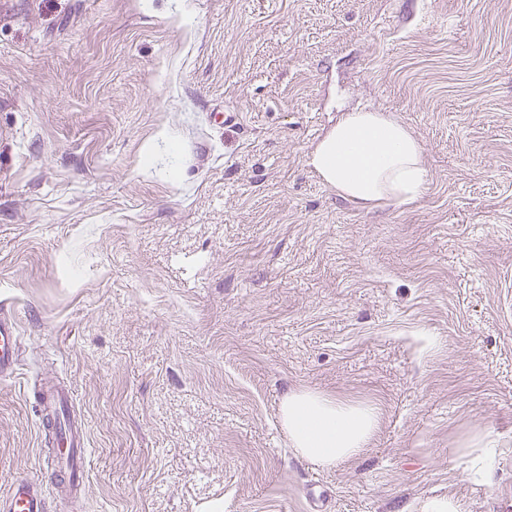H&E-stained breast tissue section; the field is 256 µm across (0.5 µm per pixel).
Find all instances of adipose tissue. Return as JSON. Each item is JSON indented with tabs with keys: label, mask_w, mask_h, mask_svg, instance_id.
I'll list each match as a JSON object with an SVG mask.
<instances>
[{
	"label": "adipose tissue",
	"mask_w": 512,
	"mask_h": 512,
	"mask_svg": "<svg viewBox=\"0 0 512 512\" xmlns=\"http://www.w3.org/2000/svg\"><path fill=\"white\" fill-rule=\"evenodd\" d=\"M308 163L340 198L366 209L411 204L427 189L422 143L379 110L344 113L316 143ZM281 421L302 458L330 469L364 452L378 428L379 412L365 402L298 390L284 398Z\"/></svg>",
	"instance_id": "adipose-tissue-1"
}]
</instances>
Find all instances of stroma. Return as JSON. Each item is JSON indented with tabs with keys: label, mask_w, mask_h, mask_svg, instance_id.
I'll return each instance as SVG.
<instances>
[{
	"label": "stroma",
	"mask_w": 512,
	"mask_h": 512,
	"mask_svg": "<svg viewBox=\"0 0 512 512\" xmlns=\"http://www.w3.org/2000/svg\"><path fill=\"white\" fill-rule=\"evenodd\" d=\"M356 108L423 143L417 202L310 169ZM2 309L0 496L62 490L51 385L70 512H512V0H0ZM299 389L378 407L361 457L293 451ZM18 333L15 323L0 313V379L14 377L17 371L18 361L16 347ZM37 401L47 417L48 412H56L59 409H69L68 404H72V398L67 393L54 388L46 387L41 388L38 393ZM55 437L58 450L47 460V466L64 474L60 476L68 480V486H77L83 477L80 465L85 448L82 426L72 416L68 430Z\"/></svg>",
	"instance_id": "stroma-1"
}]
</instances>
